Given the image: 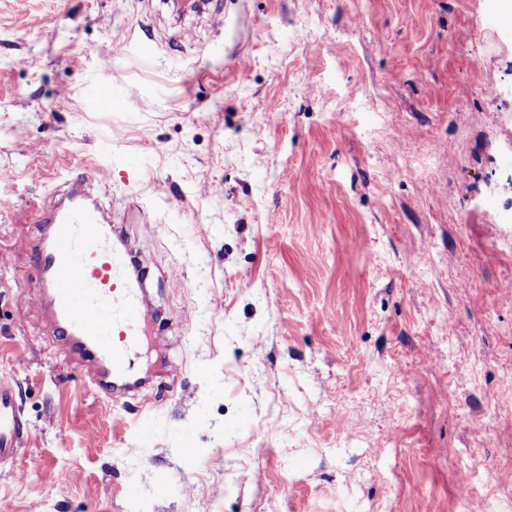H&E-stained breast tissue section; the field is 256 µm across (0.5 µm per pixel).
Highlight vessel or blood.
<instances>
[{
  "label": "vessel or blood",
  "mask_w": 512,
  "mask_h": 512,
  "mask_svg": "<svg viewBox=\"0 0 512 512\" xmlns=\"http://www.w3.org/2000/svg\"><path fill=\"white\" fill-rule=\"evenodd\" d=\"M106 171L91 169L71 182L66 201L37 221L27 246L53 328L80 363L95 392L125 387L147 331L141 279L129 276L131 257L112 244V226L92 192ZM29 425L13 379L0 376V463L25 448Z\"/></svg>",
  "instance_id": "1"
}]
</instances>
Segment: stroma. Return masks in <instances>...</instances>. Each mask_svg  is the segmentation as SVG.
Returning <instances> with one entry per match:
<instances>
[{
  "instance_id": "1",
  "label": "stroma",
  "mask_w": 512,
  "mask_h": 512,
  "mask_svg": "<svg viewBox=\"0 0 512 512\" xmlns=\"http://www.w3.org/2000/svg\"><path fill=\"white\" fill-rule=\"evenodd\" d=\"M493 3L0 0V374L31 429L0 512H512ZM78 167L109 170L98 201L170 324L114 399L49 329L26 247Z\"/></svg>"
}]
</instances>
